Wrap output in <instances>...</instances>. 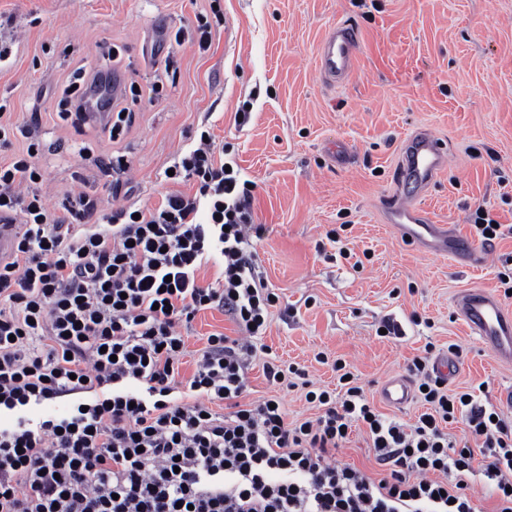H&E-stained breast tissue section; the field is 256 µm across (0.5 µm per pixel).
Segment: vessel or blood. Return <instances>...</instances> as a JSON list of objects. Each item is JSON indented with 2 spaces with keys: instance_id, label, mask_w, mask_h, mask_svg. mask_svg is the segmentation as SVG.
I'll use <instances>...</instances> for the list:
<instances>
[{
  "instance_id": "b4317fda",
  "label": "vessel or blood",
  "mask_w": 512,
  "mask_h": 512,
  "mask_svg": "<svg viewBox=\"0 0 512 512\" xmlns=\"http://www.w3.org/2000/svg\"><path fill=\"white\" fill-rule=\"evenodd\" d=\"M360 46L358 28L347 21L336 23L322 38L317 57L321 76L330 82L343 83L352 73ZM447 149L434 136L420 134L408 139L400 160V177L407 191L397 196L390 220L405 238L420 243L427 251L461 256L470 263L480 264L485 253L468 240L452 232L447 225L431 221L418 207L410 188L427 186L447 164ZM460 319L470 332L498 359L512 362V313L505 311L499 299L488 289L470 288L455 299ZM383 400L392 406L408 403L412 397L410 383L403 378L388 381L381 392Z\"/></svg>"
}]
</instances>
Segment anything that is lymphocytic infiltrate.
Here are the masks:
<instances>
[{
    "instance_id": "obj_1",
    "label": "lymphocytic infiltrate",
    "mask_w": 512,
    "mask_h": 512,
    "mask_svg": "<svg viewBox=\"0 0 512 512\" xmlns=\"http://www.w3.org/2000/svg\"><path fill=\"white\" fill-rule=\"evenodd\" d=\"M210 131L178 154L170 194L152 208L102 212L81 194L64 223L35 187L33 154L0 163V214L18 219L0 264V512H478L480 470L495 512H512V419L449 392L426 358L407 371L426 411L406 425L370 403L345 363L339 390L299 368L317 414L289 420L279 397L248 400L254 338L278 301L256 271L252 190L218 160ZM219 253L214 282L198 278ZM221 310L241 332L209 334L183 376V329ZM71 398L65 415L26 407ZM462 422L468 438L447 427ZM365 427L381 478L331 462L352 424ZM468 485V492L471 494L473 502L478 506V510H483V512L494 510V499L490 497L489 490L484 485L479 470L476 469L474 475H470Z\"/></svg>"
}]
</instances>
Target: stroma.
I'll return each mask as SVG.
<instances>
[{"label": "stroma", "mask_w": 512, "mask_h": 512, "mask_svg": "<svg viewBox=\"0 0 512 512\" xmlns=\"http://www.w3.org/2000/svg\"><path fill=\"white\" fill-rule=\"evenodd\" d=\"M339 21L357 25L362 42L350 79L330 87L317 50ZM201 23L210 31L203 48ZM0 47V104L21 128L0 161L38 143V189L56 215L77 193L107 209L194 194L163 172L201 127L253 181L258 271L279 301L254 341L249 399L275 395L289 420L314 416L303 389L270 385L263 364L294 365L333 388L341 361L380 412L409 424L419 401L388 407L381 386L415 356L434 360L455 343L463 353L449 388L512 416L500 398L512 389V363L454 309L459 292L485 288L512 310L498 279L512 267V236L488 246L487 262L462 266L387 221L400 149L425 131L448 151L418 198L428 215L466 238L480 206L512 225V0H0ZM109 50L129 111L117 137L59 115L74 74ZM122 161L131 183L116 195ZM386 321L399 336L380 335ZM218 331L238 335L219 310L196 315L185 372ZM335 460L380 474L360 425Z\"/></svg>", "instance_id": "35a3bbf8"}]
</instances>
